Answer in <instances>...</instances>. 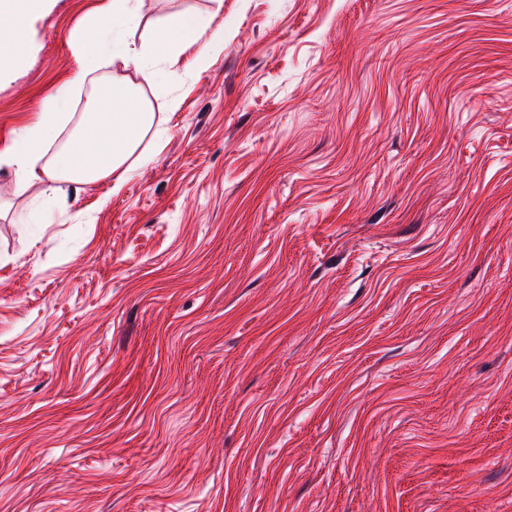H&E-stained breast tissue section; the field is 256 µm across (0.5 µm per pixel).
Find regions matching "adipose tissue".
Returning a JSON list of instances; mask_svg holds the SVG:
<instances>
[{
	"mask_svg": "<svg viewBox=\"0 0 512 512\" xmlns=\"http://www.w3.org/2000/svg\"><path fill=\"white\" fill-rule=\"evenodd\" d=\"M141 0H112L106 14L89 19L75 42L78 71L71 87H78L102 66L121 63L141 77L154 82L153 60H173L190 45H198L199 60H206L224 47V28L212 17L194 11L180 13L162 24L152 46H135L124 39L126 30L141 21ZM61 6V0H0V84L16 81L34 61L42 23ZM111 28L112 42H95L91 32ZM61 101L46 103L34 121L25 126L5 149L0 166L13 169L17 183L27 184L65 178L72 182H93L124 171L130 157L146 161L139 146L154 124L155 114L141 95L140 84L127 82L112 88V109L102 111L98 99H90L83 112L80 136L70 139L44 162L46 148L58 139L64 120Z\"/></svg>",
	"mask_w": 512,
	"mask_h": 512,
	"instance_id": "1",
	"label": "adipose tissue"
}]
</instances>
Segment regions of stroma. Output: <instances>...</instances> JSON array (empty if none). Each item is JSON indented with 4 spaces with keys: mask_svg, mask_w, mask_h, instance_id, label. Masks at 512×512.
<instances>
[{
    "mask_svg": "<svg viewBox=\"0 0 512 512\" xmlns=\"http://www.w3.org/2000/svg\"><path fill=\"white\" fill-rule=\"evenodd\" d=\"M0 148L69 83L64 0ZM162 140L0 167V512H512V0H142Z\"/></svg>",
    "mask_w": 512,
    "mask_h": 512,
    "instance_id": "35a3bbf8",
    "label": "stroma"
}]
</instances>
